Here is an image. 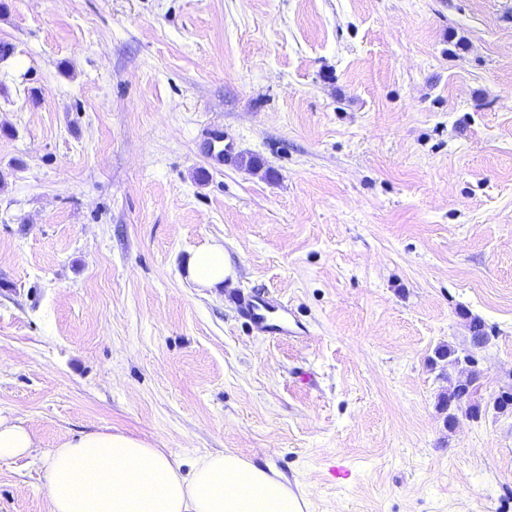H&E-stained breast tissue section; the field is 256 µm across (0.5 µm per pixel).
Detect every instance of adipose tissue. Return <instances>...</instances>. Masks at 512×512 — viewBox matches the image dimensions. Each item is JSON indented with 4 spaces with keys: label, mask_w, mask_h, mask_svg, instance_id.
Listing matches in <instances>:
<instances>
[{
    "label": "adipose tissue",
    "mask_w": 512,
    "mask_h": 512,
    "mask_svg": "<svg viewBox=\"0 0 512 512\" xmlns=\"http://www.w3.org/2000/svg\"><path fill=\"white\" fill-rule=\"evenodd\" d=\"M198 287H223L231 265L222 244L186 263ZM35 440L23 421L0 415V460L28 457ZM51 512H297L299 500L270 469L217 452L184 466L163 448L124 434L88 433L41 459Z\"/></svg>",
    "instance_id": "1"
}]
</instances>
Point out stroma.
Here are the masks:
<instances>
[{
    "label": "stroma",
    "mask_w": 512,
    "mask_h": 512,
    "mask_svg": "<svg viewBox=\"0 0 512 512\" xmlns=\"http://www.w3.org/2000/svg\"><path fill=\"white\" fill-rule=\"evenodd\" d=\"M1 41L0 512L97 431L287 463L309 512H512V414L447 428L433 359L512 391V0H0ZM188 278L198 287L224 288V281L232 276L231 265L221 243H206L195 249L186 263ZM279 309L288 312L287 306H284L268 296L240 297L238 304V313L241 319L258 331L267 333L271 336H295L300 332L288 329V324L274 323L269 314L272 310ZM34 446V437L23 421L0 415V460L26 458Z\"/></svg>",
    "instance_id": "35a3bbf8"
}]
</instances>
